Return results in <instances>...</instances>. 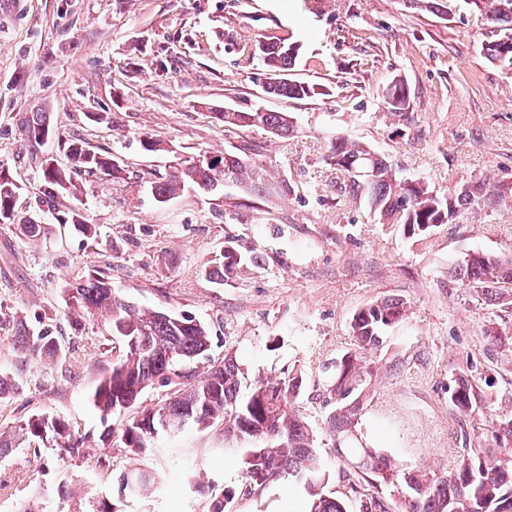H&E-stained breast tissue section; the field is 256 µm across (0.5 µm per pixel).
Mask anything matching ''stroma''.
I'll use <instances>...</instances> for the list:
<instances>
[{"label":"stroma","mask_w":512,"mask_h":512,"mask_svg":"<svg viewBox=\"0 0 512 512\" xmlns=\"http://www.w3.org/2000/svg\"><path fill=\"white\" fill-rule=\"evenodd\" d=\"M487 31L466 5L448 21L404 0H0V165L22 187L19 211L39 209L52 226L47 239L29 243L0 224V372L21 382L0 399V429L48 413L86 451L72 461L52 441L0 457V512H15L36 485L48 512H86L102 499L119 512H208L221 494L224 512H289V501H306L291 484L245 494L248 445L225 439L219 422L158 435L130 454L121 435L131 412L105 422L92 402L112 361L100 320L68 333L71 351L56 364L32 363L10 347L17 319L67 327L66 285L90 266L107 273L121 299L209 324L213 357L235 351L249 377L299 364L306 387L296 406L315 428L330 489L339 486V461L316 398L320 367L350 348L353 314L376 300L399 296L409 311L377 354L400 365L380 371L373 386L361 425L369 443L407 469H452L463 423L448 388L471 362L489 382L490 405L477 423L512 410V348L484 334L512 329V310L448 278L465 253L512 256V210L436 228L418 250L400 227L380 223L367 197L340 194L324 160L330 141L345 137L440 192L469 175L512 179V67L486 58ZM270 34L300 44L294 77L323 95H264L261 60L243 64L241 50ZM395 79L408 86L414 116L400 129L381 106ZM227 107L288 113L300 134L284 141L261 127H225L216 114ZM33 112L48 113L52 129L39 146L20 133ZM146 136L163 151H145ZM77 139L125 168L119 180L75 176L97 228L93 242L40 205L44 158L67 166L61 144ZM247 145L271 184L291 185L289 195L231 185L156 202L151 185L173 156ZM228 243L262 262L220 288L200 269ZM133 467L157 480L146 497H126L120 487ZM200 472L212 495L194 491Z\"/></svg>","instance_id":"stroma-1"}]
</instances>
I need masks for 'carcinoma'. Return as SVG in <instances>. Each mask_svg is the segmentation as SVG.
Returning <instances> with one entry per match:
<instances>
[{
    "label": "carcinoma",
    "instance_id": "carcinoma-1",
    "mask_svg": "<svg viewBox=\"0 0 512 512\" xmlns=\"http://www.w3.org/2000/svg\"><path fill=\"white\" fill-rule=\"evenodd\" d=\"M405 2L413 9L447 15L456 10L458 0ZM481 4V16L501 33L499 39L486 44L485 55L492 63L511 67L512 0H481ZM281 43L280 38L267 36L261 41L266 46L263 53L243 51L244 63L256 57L262 61L268 75L264 91L288 99L326 95L315 84L290 78L299 53L280 48ZM383 102L393 122H411L410 94L404 81L391 82ZM215 117L238 129L263 127L283 140L300 134L286 112L226 109ZM50 130L45 112H34L22 121V133L32 144H42ZM63 150L70 168L43 166V194L48 198L61 193L78 198L81 188L72 177L75 172L123 178L124 166L116 158L84 142L71 141ZM218 158L219 168L195 157L183 161L181 168L153 183L156 200L165 203L187 188L203 192L222 182L246 187L256 195L267 193L266 171L246 151L226 150ZM326 160L342 177L340 192L367 196L379 220L401 227L404 236L418 248L427 247L431 232L443 224H458L488 208L512 207V182L469 176L458 180L454 189L440 193L423 181H406L385 156L346 138L331 142ZM11 177L1 165L0 224H14L24 239L36 242L48 234L50 225L42 223L36 213L29 217L18 214L21 186ZM56 221L72 226L89 240L97 239V230L78 209L57 214ZM260 260L257 254L226 246L224 254L203 273L221 287L241 267L258 265ZM448 275L494 304L512 303L511 257L475 251L458 261ZM65 293L74 332H81L87 320L105 316L112 341L118 343L119 354L112 359L93 396L103 419L135 408L141 394L153 385L174 387L162 404L136 412L125 426L121 442L134 455L145 451L155 436L156 419L171 421L172 432L190 426L205 428L221 421L224 435L254 443L242 459L246 492L262 490L273 481L300 483L307 494L305 512H348L353 499L359 502L360 512H390L387 492L392 488L402 496L401 512H512V413L498 416L491 424V437L499 453H483L480 434L466 432L456 465L450 471L400 470L382 449L363 440L361 422L370 406L372 381L377 375L367 354L382 350L385 332L407 315V302L402 298L385 297L358 309L350 321L352 348L323 366L320 396L323 405L331 407L325 426L340 461L342 482L334 493L326 491L329 474L317 452L313 428L295 408L305 384L302 369L292 366L259 375L243 396L245 370L230 350L222 359L211 357L212 332L208 324L187 313L153 310L122 300L112 292L108 276L94 266L67 283ZM11 343L28 360L59 362L64 357L63 337L40 318L34 324L17 321ZM198 362L204 371L185 370ZM448 402L458 415L470 419L478 415L488 398L480 378L464 373L454 377ZM50 438L63 440L62 448L69 457L84 456L81 440L67 432L64 422L46 414L32 415L14 429L1 431L0 456L14 448L36 449ZM151 482V475L137 467L120 476L122 490L132 495L148 491Z\"/></svg>",
    "mask_w": 512,
    "mask_h": 512
}]
</instances>
